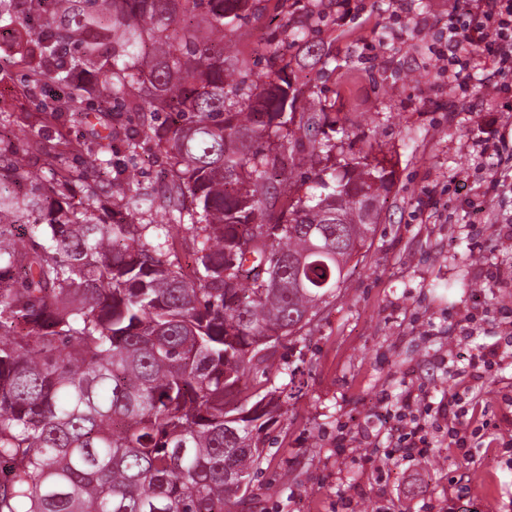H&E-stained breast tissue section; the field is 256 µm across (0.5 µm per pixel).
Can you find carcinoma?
Instances as JSON below:
<instances>
[{"mask_svg":"<svg viewBox=\"0 0 512 512\" xmlns=\"http://www.w3.org/2000/svg\"><path fill=\"white\" fill-rule=\"evenodd\" d=\"M259 0H0L23 89L44 108L148 112L159 198L117 174L112 217L71 202L76 177L28 192L27 150L0 153V512H236L295 370L267 369L345 283L395 171L340 163L328 120L297 110L282 44L255 72L226 31ZM313 9L289 36L303 41ZM94 75L91 88L73 79ZM311 143L308 154L296 146ZM315 170L305 192L293 170ZM166 223L141 224V211Z\"/></svg>","mask_w":512,"mask_h":512,"instance_id":"carcinoma-1","label":"carcinoma"}]
</instances>
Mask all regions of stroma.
<instances>
[{
  "label": "stroma",
  "mask_w": 512,
  "mask_h": 512,
  "mask_svg": "<svg viewBox=\"0 0 512 512\" xmlns=\"http://www.w3.org/2000/svg\"><path fill=\"white\" fill-rule=\"evenodd\" d=\"M319 4L318 32L294 45L292 80L325 103L337 159L374 151L395 171L365 255L348 264L336 299L321 306L303 342H285L300 388L269 430L252 482L253 512H512V357L481 393L500 447H452L430 430L426 456L388 458L394 417L408 395L432 403L460 389L480 346L512 341V111L489 113L472 80L466 99L448 89L436 52L448 19L442 0H300L284 18ZM24 70L0 42V139L26 130L44 147L79 142L62 157L85 171L90 158L134 177L144 196L165 166L134 112L41 111L55 95H22ZM139 134L129 153L124 134Z\"/></svg>",
  "instance_id": "1"
}]
</instances>
